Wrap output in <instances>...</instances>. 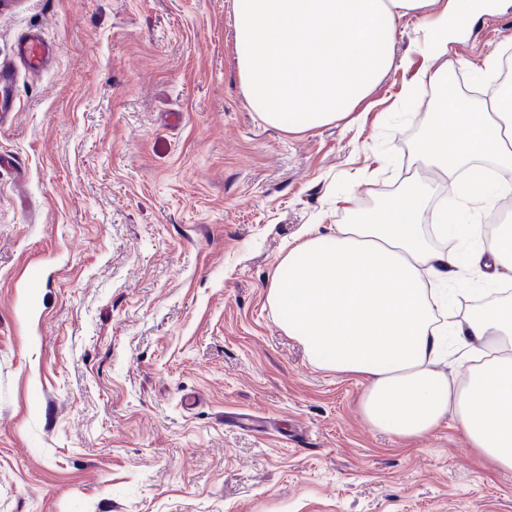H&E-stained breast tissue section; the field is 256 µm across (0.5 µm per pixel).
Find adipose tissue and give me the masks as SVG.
<instances>
[{
  "label": "adipose tissue",
  "mask_w": 512,
  "mask_h": 512,
  "mask_svg": "<svg viewBox=\"0 0 512 512\" xmlns=\"http://www.w3.org/2000/svg\"><path fill=\"white\" fill-rule=\"evenodd\" d=\"M236 28L241 89L269 125L310 132L355 112L395 63L413 68L406 97L443 85L456 58L453 33L472 15L470 0H241ZM418 21L422 62L397 60V22ZM494 95L474 109L447 95L431 113L417 153L420 168L457 180L473 203L512 198V85L500 83V57L483 64ZM429 182L403 192L327 236L305 237L284 257L267 301L288 335L317 366L365 382L361 408L377 428L401 438L456 423L466 444L512 471V294L448 313L438 287L458 280L453 253L422 232ZM498 281L512 269V225L474 258ZM467 363L440 370L445 357Z\"/></svg>",
  "instance_id": "adipose-tissue-1"
}]
</instances>
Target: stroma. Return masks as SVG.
Segmentation results:
<instances>
[{
  "label": "stroma",
  "instance_id": "obj_1",
  "mask_svg": "<svg viewBox=\"0 0 512 512\" xmlns=\"http://www.w3.org/2000/svg\"><path fill=\"white\" fill-rule=\"evenodd\" d=\"M236 0H0V512H512V471L451 422L371 426L268 287L304 235L401 193L429 112L404 68L308 133L266 124ZM55 53L37 72L15 42ZM512 43L479 0L456 92ZM251 415L253 428L239 425Z\"/></svg>",
  "mask_w": 512,
  "mask_h": 512
}]
</instances>
